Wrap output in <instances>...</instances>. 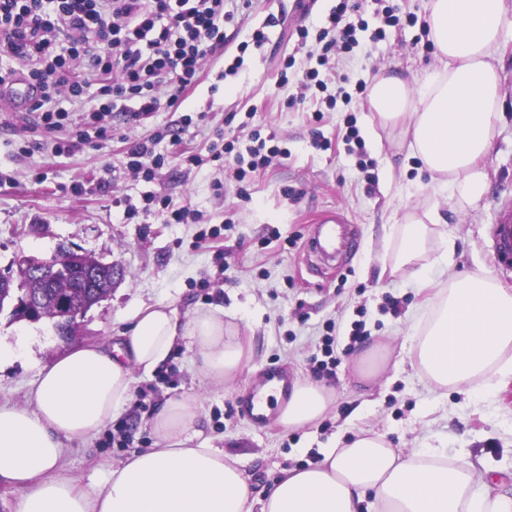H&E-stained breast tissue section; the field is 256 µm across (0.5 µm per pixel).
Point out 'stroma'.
Listing matches in <instances>:
<instances>
[{
  "label": "stroma",
  "mask_w": 512,
  "mask_h": 512,
  "mask_svg": "<svg viewBox=\"0 0 512 512\" xmlns=\"http://www.w3.org/2000/svg\"><path fill=\"white\" fill-rule=\"evenodd\" d=\"M361 3L366 30L357 31L351 49L336 46L327 53L318 34L336 0H253L249 11L225 25L224 53L206 60L204 77L181 113L159 112L137 126L114 117V137L99 149L59 157L32 150L46 132L24 129L0 111V273L16 270L20 257H46L64 242L120 271L111 296L86 313L80 344L109 341L140 308L165 302L182 314L223 308L225 324L251 347L248 366L222 387L193 365L183 342L154 373L135 371L132 399L119 419L132 442L119 446L106 430L73 443L67 470L80 482L102 481L106 463L154 447L149 420L167 400L189 393L200 395L205 434L238 460L256 503L283 470L315 461L321 449L361 430L382 433L407 451L462 450L477 470L512 472V382L469 400L454 390L432 389L410 359L434 288L487 273L512 291V272L497 264L490 238L491 224L512 200V36L496 55L502 101L485 162L490 189L458 212L420 172L409 138L401 129L371 124L367 104L366 89L381 70L411 81L435 67L423 0H396L400 22L393 26L384 25L374 0ZM271 16L278 25L267 26ZM260 26L266 43L240 50ZM303 28L304 39L298 36ZM237 58L242 64L236 74L217 81L216 73ZM313 68L331 89L337 74H347L350 102L319 112L310 102L293 104L299 80ZM283 71L284 83L278 80ZM182 113L198 119L184 132V142L206 159L217 129L245 120L283 153L240 182L208 160L186 169L163 142L158 150L169 158L156 178L147 183L133 177L125 167L126 140ZM350 118L364 140L360 155L349 153L344 140ZM362 157L372 160L369 170L358 168ZM103 175L111 181L105 190L97 186ZM147 194L156 201L145 209ZM130 203L140 207L132 218L125 214ZM170 204L189 209L186 223H167ZM432 209L445 222L432 226L429 253L447 254V261L416 276L396 269V243L387 239V225ZM331 214L352 226L357 243L355 254L333 268L308 246L318 218ZM356 321L364 322L366 335L353 343L349 332ZM331 329L341 362L333 378L319 383L333 393V407L298 429L279 424L275 409L266 421L246 420L240 398L260 391L273 375L311 378L310 361ZM379 342L390 348L387 365L379 378L361 383L355 363ZM0 344L22 347L19 359L0 366V403H25L41 367L68 349L50 321H16L7 308L0 310Z\"/></svg>",
  "instance_id": "1"
}]
</instances>
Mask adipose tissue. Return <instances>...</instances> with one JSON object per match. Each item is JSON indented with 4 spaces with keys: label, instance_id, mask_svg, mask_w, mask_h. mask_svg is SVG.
<instances>
[{
    "label": "adipose tissue",
    "instance_id": "ef3b65f1",
    "mask_svg": "<svg viewBox=\"0 0 512 512\" xmlns=\"http://www.w3.org/2000/svg\"><path fill=\"white\" fill-rule=\"evenodd\" d=\"M425 11L439 68L415 84L379 73L369 107L382 126L403 128L422 171L462 210L489 188L481 162L500 103L492 58L512 30V0H426ZM442 221L434 209L404 224L400 266L427 260L430 227ZM180 338L218 385L250 358L219 313L183 317L160 302L134 314L117 342L78 347L44 365L25 404H0V487L26 490L15 512H253L237 461L205 438L194 394L169 401L151 422L155 447L110 465L104 482L86 485L66 472L71 443L112 423L130 398L134 370L154 372ZM411 356L437 390H491L512 379V291L486 273L438 288ZM333 404L324 386L300 378L278 421L299 428ZM366 501L373 512H512V480L437 448L405 453L362 430L324 449L314 465L286 470L260 512H360Z\"/></svg>",
    "mask_w": 512,
    "mask_h": 512
}]
</instances>
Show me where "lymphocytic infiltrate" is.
Here are the masks:
<instances>
[{
  "instance_id": "1",
  "label": "lymphocytic infiltrate",
  "mask_w": 512,
  "mask_h": 512,
  "mask_svg": "<svg viewBox=\"0 0 512 512\" xmlns=\"http://www.w3.org/2000/svg\"><path fill=\"white\" fill-rule=\"evenodd\" d=\"M227 0H0V84L16 70L40 89L25 110L24 123L53 136L51 151L63 156L84 144L106 140L112 116L141 124L155 112L177 111L202 73L203 60L224 47V24L233 20ZM97 102L82 108L89 87ZM191 116L147 138L129 141L128 168L150 179L165 163L155 151L161 140L178 147L186 167L199 165L182 146ZM250 147L233 142L212 147L211 158L225 168L266 167L277 147L251 131Z\"/></svg>"
}]
</instances>
